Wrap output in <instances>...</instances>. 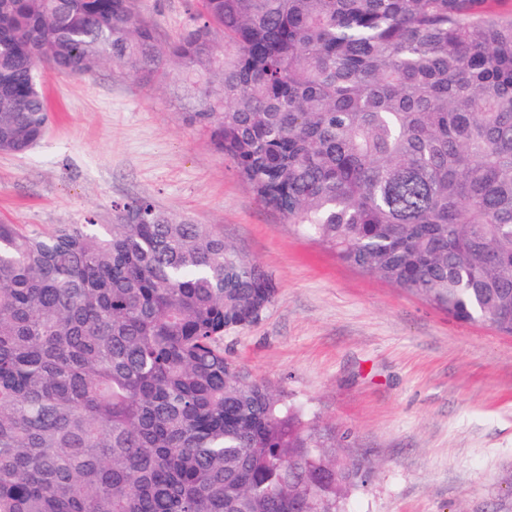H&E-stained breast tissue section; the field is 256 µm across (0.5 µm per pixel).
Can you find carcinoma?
Listing matches in <instances>:
<instances>
[{
	"label": "carcinoma",
	"mask_w": 512,
	"mask_h": 512,
	"mask_svg": "<svg viewBox=\"0 0 512 512\" xmlns=\"http://www.w3.org/2000/svg\"><path fill=\"white\" fill-rule=\"evenodd\" d=\"M490 0H0V152L44 67H178L184 117L258 202L362 272L512 336V20ZM277 289L190 217L0 221V512H346L368 467L224 355ZM137 1L141 16L157 25L162 43L190 23L192 13L197 5V0Z\"/></svg>",
	"instance_id": "carcinoma-1"
}]
</instances>
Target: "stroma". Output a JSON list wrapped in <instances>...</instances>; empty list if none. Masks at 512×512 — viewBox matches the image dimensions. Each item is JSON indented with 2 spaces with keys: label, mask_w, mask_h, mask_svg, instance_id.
<instances>
[{
  "label": "stroma",
  "mask_w": 512,
  "mask_h": 512,
  "mask_svg": "<svg viewBox=\"0 0 512 512\" xmlns=\"http://www.w3.org/2000/svg\"><path fill=\"white\" fill-rule=\"evenodd\" d=\"M196 0H138L161 39ZM48 133L0 153V220L32 233L133 197L184 214L262 266L275 301L224 352L309 415L349 431L343 454L374 469L347 512H512V336L449 319L367 275L263 207L205 135L172 79L107 65L89 78L44 71Z\"/></svg>",
  "instance_id": "35a3bbf8"
}]
</instances>
